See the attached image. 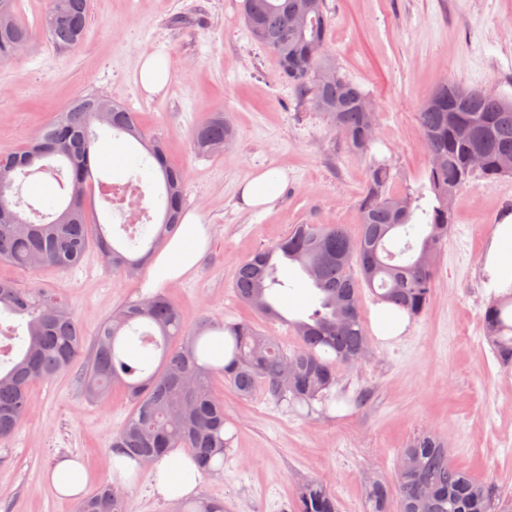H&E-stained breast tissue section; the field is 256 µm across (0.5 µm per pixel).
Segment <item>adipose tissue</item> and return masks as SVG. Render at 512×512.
Returning <instances> with one entry per match:
<instances>
[{
    "instance_id": "obj_1",
    "label": "adipose tissue",
    "mask_w": 512,
    "mask_h": 512,
    "mask_svg": "<svg viewBox=\"0 0 512 512\" xmlns=\"http://www.w3.org/2000/svg\"><path fill=\"white\" fill-rule=\"evenodd\" d=\"M287 181L284 171L267 170L240 188L247 208H268ZM209 243V230L199 215L187 214L177 232L158 254L154 267L164 278L176 281L191 273ZM483 275L489 289L502 292L512 286V218L498 224L484 254ZM154 492L165 499H190L197 492L200 476L190 456L171 451L156 462L151 474Z\"/></svg>"
}]
</instances>
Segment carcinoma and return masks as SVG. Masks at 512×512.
<instances>
[{
  "label": "carcinoma",
  "mask_w": 512,
  "mask_h": 512,
  "mask_svg": "<svg viewBox=\"0 0 512 512\" xmlns=\"http://www.w3.org/2000/svg\"><path fill=\"white\" fill-rule=\"evenodd\" d=\"M88 0H48L41 31L58 50L79 46L88 26ZM296 0H243L247 34L277 61L280 77L307 99L348 147L361 153L375 141L374 113L361 85L343 74L326 49V0H305L301 21L291 19ZM32 31L16 18V0H0V62L17 58ZM441 83L417 112L429 155L427 182L395 194L391 167L371 160L367 188L358 202L360 233L339 224H296L287 236L254 252L237 268L234 294L259 315L288 325L299 346L288 352L249 321L203 320L185 327L178 309L161 292L128 301L99 327L80 376L86 396L103 397L112 384L126 386L134 410L112 440L143 468L170 448H182L200 474L224 468L228 447L224 401L215 377L240 396L262 388L279 404L311 406L336 386V365L356 364L370 348L358 301L366 286L379 301L411 317L429 307L436 257L454 223L451 201L475 179L512 176L502 168L512 156V100ZM38 128L35 140L0 155V262L39 270H67L97 240L106 264L135 274L181 223L188 180L170 165L160 140L145 134L137 113L94 92ZM110 131L142 146L129 164L142 184L156 179L163 213L158 222L131 224L124 240H111L90 214L92 162L99 132ZM235 138L224 112H209L193 130L199 155L224 150ZM56 173L58 194L22 196L38 173ZM299 268L314 290L305 318L289 319L277 307L286 287L279 268ZM21 317L23 333L0 324V440L11 437L28 406L30 385L70 371L86 348L84 333L65 300L51 288H21L0 278V315ZM487 338L503 365L512 364V292L493 298L482 314ZM161 353L150 370L149 355ZM374 512H493L485 486L453 465L446 444L419 433L398 458L396 492L372 487ZM297 512H337L336 499L320 480L296 491ZM76 512H125L122 489L103 486L80 499ZM178 512H224V501L201 496L180 501Z\"/></svg>",
  "instance_id": "obj_1"
}]
</instances>
